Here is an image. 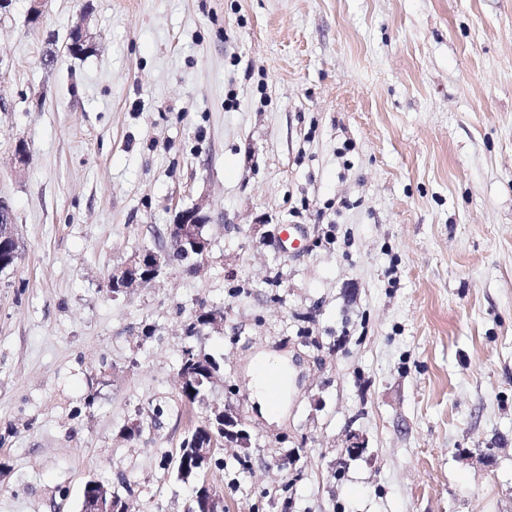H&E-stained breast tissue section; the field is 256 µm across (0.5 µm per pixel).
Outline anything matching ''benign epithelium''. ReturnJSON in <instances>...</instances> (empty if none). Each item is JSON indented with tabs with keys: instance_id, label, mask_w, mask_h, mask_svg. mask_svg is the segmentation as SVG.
Segmentation results:
<instances>
[{
	"instance_id": "benign-epithelium-1",
	"label": "benign epithelium",
	"mask_w": 512,
	"mask_h": 512,
	"mask_svg": "<svg viewBox=\"0 0 512 512\" xmlns=\"http://www.w3.org/2000/svg\"><path fill=\"white\" fill-rule=\"evenodd\" d=\"M205 223V217L197 208H187L176 216L169 227V237L182 256L191 253L202 254L207 247L206 241L198 237L193 225ZM17 239L16 224L9 202L0 197V245L11 244ZM175 250V251H177ZM172 249H160L144 256L135 255L123 269L112 273L109 283L114 288H125L131 282L153 279L164 274L176 265V255ZM82 512H112V489L97 480H89L83 496Z\"/></svg>"
}]
</instances>
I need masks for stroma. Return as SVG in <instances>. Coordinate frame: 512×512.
I'll return each mask as SVG.
<instances>
[{
	"instance_id": "obj_1",
	"label": "stroma",
	"mask_w": 512,
	"mask_h": 512,
	"mask_svg": "<svg viewBox=\"0 0 512 512\" xmlns=\"http://www.w3.org/2000/svg\"><path fill=\"white\" fill-rule=\"evenodd\" d=\"M0 197V512H81L91 479L131 512L202 480L224 512H512V0H9ZM192 206L198 271L112 293ZM188 345L250 441L183 481ZM17 239L16 224H14V216L9 202L0 197V245L12 244ZM20 259L19 249L15 246L11 247L8 252H1V260H5L8 269L14 268ZM262 382L264 384L265 391H266L269 399L271 400V402L273 404H275L278 400V397L280 395V390H281V379H280L279 375L272 368L266 369L262 373ZM259 386H260L261 390L258 387H256V390H257L256 395L259 398V400L261 401V403L263 404V406L267 410H269L268 405H267L268 397H267L262 385L260 384Z\"/></svg>"
}]
</instances>
